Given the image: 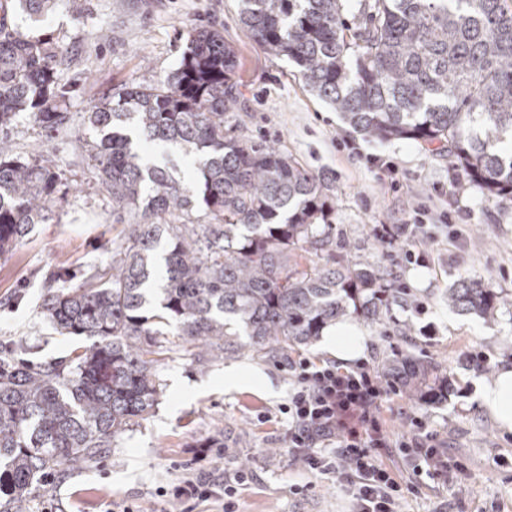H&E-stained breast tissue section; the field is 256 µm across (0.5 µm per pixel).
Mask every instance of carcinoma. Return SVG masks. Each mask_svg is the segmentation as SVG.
<instances>
[{
    "instance_id": "cac0c4a2",
    "label": "carcinoma",
    "mask_w": 512,
    "mask_h": 512,
    "mask_svg": "<svg viewBox=\"0 0 512 512\" xmlns=\"http://www.w3.org/2000/svg\"><path fill=\"white\" fill-rule=\"evenodd\" d=\"M39 21L55 0H0V252L45 224L60 176L14 152L21 112L53 130L68 118L64 50L13 27L16 4ZM240 0L239 21L304 87L366 139L440 144L464 172L457 191L512 198V0ZM238 56L214 26L187 36L179 66L93 104L91 171L123 240L112 268L73 288L49 276L46 317L93 343L35 364L0 358V494L17 509L57 472L91 463L157 402L155 355L176 336L215 359L306 347L354 313L386 327L419 300L380 264L310 259L332 244L326 182L227 114L240 98ZM194 158L193 179L148 165L128 134ZM448 308L493 318L512 293L463 279ZM378 372L418 400L448 390L442 367L404 350Z\"/></svg>"
}]
</instances>
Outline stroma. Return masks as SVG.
<instances>
[{"label": "stroma", "instance_id": "obj_1", "mask_svg": "<svg viewBox=\"0 0 512 512\" xmlns=\"http://www.w3.org/2000/svg\"><path fill=\"white\" fill-rule=\"evenodd\" d=\"M18 29L30 36L52 35L66 50L58 83L69 96V120L45 132L28 117L11 130L20 154L46 161L68 182L80 184L54 210L48 223L9 251L0 253V350H14L35 363H52L90 346L85 336H65L43 313V274L65 269L82 283L108 270L121 240L112 221V200L88 167L87 113L114 88L144 76L173 70L189 30L199 24L223 29L236 50L243 96L229 120L253 140L276 144L313 174L328 177L332 209L328 221L352 246L354 260L381 262L397 282L424 301L423 310L394 307L397 323L411 324L416 355L441 364L448 375V395L424 403L398 392L381 413L394 436H401L411 416L426 419L443 441L449 458L464 461V481L433 479L414 470L399 448L382 453L402 482L415 485L402 512H512V433L502 432L474 399L478 380L512 367L502 350L512 345V309L494 319L450 311L444 296L463 277L512 293V199H487L480 189L461 195L462 171L418 143H376L349 130L338 113L308 92L288 60L271 58L238 21V0H87L73 14L58 0L52 14L32 22L16 10ZM106 40H99V31ZM392 162L388 178L372 157ZM399 188H392V180ZM429 208L430 238L419 242L426 262L405 265L398 249L376 232L397 224L417 205ZM450 212L451 223L441 221ZM487 354V364L471 352ZM330 356L321 344L267 358L257 355L203 359L181 341L166 344L156 365L161 389L149 414L117 436L95 463L51 478L23 504L21 512H123L138 500L154 512V493L183 470L207 469V441L218 438L232 455L225 469H251L256 478L242 487L238 512H352V498L335 478L309 473L288 452V402L294 378L289 359ZM236 365L239 379L224 386V369ZM312 484L306 497L293 494L294 483Z\"/></svg>", "mask_w": 512, "mask_h": 512}]
</instances>
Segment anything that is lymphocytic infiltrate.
Instances as JSON below:
<instances>
[{
	"label": "lymphocytic infiltrate",
	"instance_id": "f902f5d3",
	"mask_svg": "<svg viewBox=\"0 0 512 512\" xmlns=\"http://www.w3.org/2000/svg\"><path fill=\"white\" fill-rule=\"evenodd\" d=\"M291 367L288 451L308 472L334 475L349 490L354 512H400L413 492V485L398 481L380 461L381 450L392 444L415 449L419 468L431 477L465 478L466 464L449 461L422 417H412L408 431L391 439L380 409L397 386L368 363L347 368L301 359ZM253 478L245 469L186 473L158 488V512H194L197 504L213 499L224 512H237L238 493Z\"/></svg>",
	"mask_w": 512,
	"mask_h": 512
}]
</instances>
